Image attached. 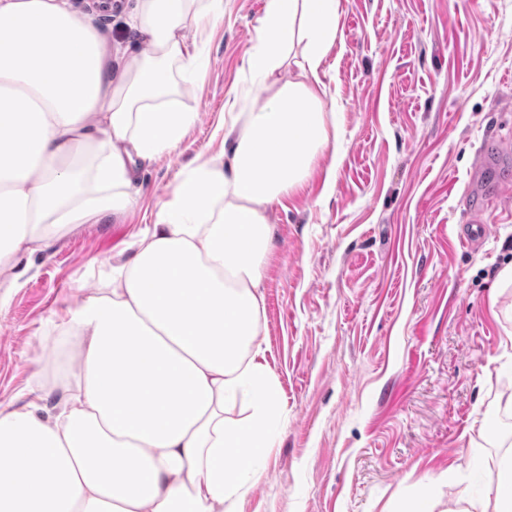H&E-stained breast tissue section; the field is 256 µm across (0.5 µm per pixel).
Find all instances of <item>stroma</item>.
<instances>
[{
    "label": "stroma",
    "mask_w": 512,
    "mask_h": 512,
    "mask_svg": "<svg viewBox=\"0 0 512 512\" xmlns=\"http://www.w3.org/2000/svg\"><path fill=\"white\" fill-rule=\"evenodd\" d=\"M264 0H224L207 66L176 100L198 119L142 167L137 206L84 224L33 259L0 314V403L61 374L52 335L92 279L152 223L178 172L217 154ZM121 67L139 0H68ZM321 80L336 113L328 158L270 211L265 362L283 416L263 480L238 512H393L433 482L438 512L486 497L512 453V0H340ZM503 166L478 175L483 152ZM487 228L477 246L465 224Z\"/></svg>",
    "instance_id": "stroma-1"
}]
</instances>
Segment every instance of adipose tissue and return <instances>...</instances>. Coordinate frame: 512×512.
Here are the masks:
<instances>
[{"label": "adipose tissue", "mask_w": 512, "mask_h": 512, "mask_svg": "<svg viewBox=\"0 0 512 512\" xmlns=\"http://www.w3.org/2000/svg\"><path fill=\"white\" fill-rule=\"evenodd\" d=\"M338 7L265 0L222 153L181 171L130 258L57 324L78 344L59 401L38 383L0 405V512H236L262 480L281 416L260 339L269 212L329 146L320 73ZM223 18L224 0H140L141 48L116 71L64 0H0V312L25 260L135 207L138 165L197 121L171 96Z\"/></svg>", "instance_id": "1"}]
</instances>
